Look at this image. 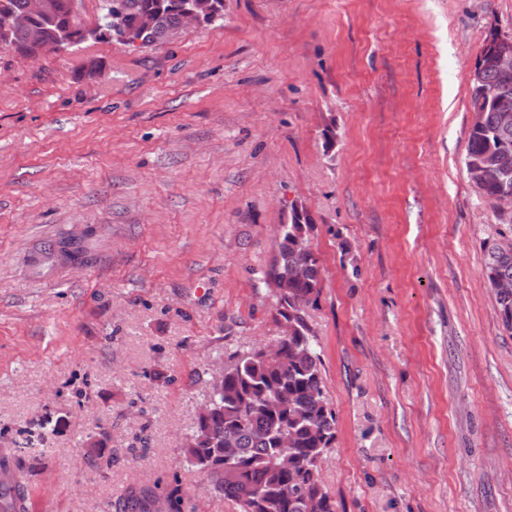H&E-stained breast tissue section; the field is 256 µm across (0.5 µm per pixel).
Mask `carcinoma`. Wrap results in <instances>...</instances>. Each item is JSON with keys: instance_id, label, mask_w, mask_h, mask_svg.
<instances>
[{"instance_id": "carcinoma-1", "label": "carcinoma", "mask_w": 512, "mask_h": 512, "mask_svg": "<svg viewBox=\"0 0 512 512\" xmlns=\"http://www.w3.org/2000/svg\"><path fill=\"white\" fill-rule=\"evenodd\" d=\"M113 0H101L94 28L100 40L126 44L137 39L153 44L180 28L182 10L200 0H119L124 28L112 29ZM51 10L34 14L30 0H0V29L9 30L6 47L33 53L41 38L45 50L86 42L88 26L73 14V0H51ZM152 14L156 26L142 33L141 18ZM26 23L11 26L13 16ZM487 42L482 50L484 81L470 84L472 106H481L479 120L469 133L465 168L469 179L486 196L512 190V153L499 151L502 140L512 141V121L504 123L496 111L498 89L512 103V75L503 78L493 68ZM315 225L292 210L277 242V255L264 274L272 287L274 319L282 328L278 357L267 348L232 353L224 368L222 389L209 396L206 411L197 416L185 448L187 461L210 480L216 494L234 504L237 512H336L321 478V462L332 448L336 416L322 374L317 339L307 320V309L320 295L319 258L311 245ZM66 235L41 249L40 270L60 264L56 247ZM483 275L495 296L504 325L512 330V291L504 295L496 285L512 284V255L504 257L485 245ZM24 499L13 480L0 482V512L6 500ZM181 499L156 485L129 487L119 512H181Z\"/></svg>"}]
</instances>
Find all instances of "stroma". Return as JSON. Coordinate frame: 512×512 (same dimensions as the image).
<instances>
[{
  "instance_id": "1",
  "label": "stroma",
  "mask_w": 512,
  "mask_h": 512,
  "mask_svg": "<svg viewBox=\"0 0 512 512\" xmlns=\"http://www.w3.org/2000/svg\"><path fill=\"white\" fill-rule=\"evenodd\" d=\"M495 35L512 0H224L147 48L0 47V457L29 512L154 482L235 512L184 440L225 353L281 334L263 272L296 208L336 512H512V330L483 277L512 211L464 164ZM63 233L89 263L38 272Z\"/></svg>"
}]
</instances>
